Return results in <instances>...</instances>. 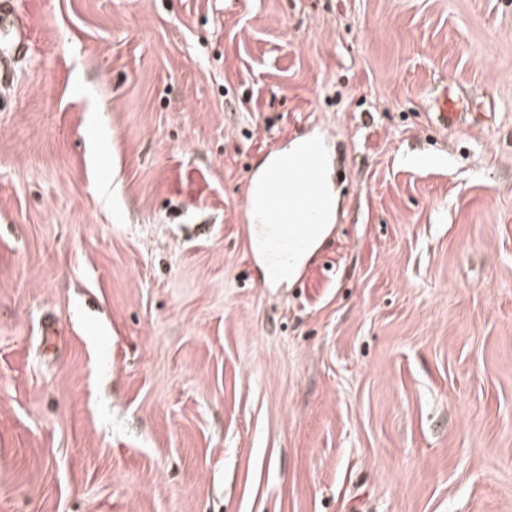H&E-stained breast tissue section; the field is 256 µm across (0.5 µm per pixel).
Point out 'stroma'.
<instances>
[{
	"label": "stroma",
	"instance_id": "obj_1",
	"mask_svg": "<svg viewBox=\"0 0 512 512\" xmlns=\"http://www.w3.org/2000/svg\"><path fill=\"white\" fill-rule=\"evenodd\" d=\"M15 5L0 512H512V0ZM320 129L332 231L259 286ZM462 100L454 91H447L433 103L432 123L441 131L457 129L463 124L465 113L461 112Z\"/></svg>",
	"mask_w": 512,
	"mask_h": 512
}]
</instances>
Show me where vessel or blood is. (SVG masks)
<instances>
[{"mask_svg":"<svg viewBox=\"0 0 512 512\" xmlns=\"http://www.w3.org/2000/svg\"><path fill=\"white\" fill-rule=\"evenodd\" d=\"M31 31L18 15L12 0H0V78L10 74L30 47ZM462 101L452 91L433 103L432 123L438 130L459 128L465 117ZM323 147L310 140L301 160L291 166L273 167L263 180L262 222L246 226L248 235L264 233L260 253L270 274L288 268L293 253L306 250L324 206L322 171Z\"/></svg>","mask_w":512,"mask_h":512,"instance_id":"vessel-or-blood-1","label":"vessel or blood"}]
</instances>
